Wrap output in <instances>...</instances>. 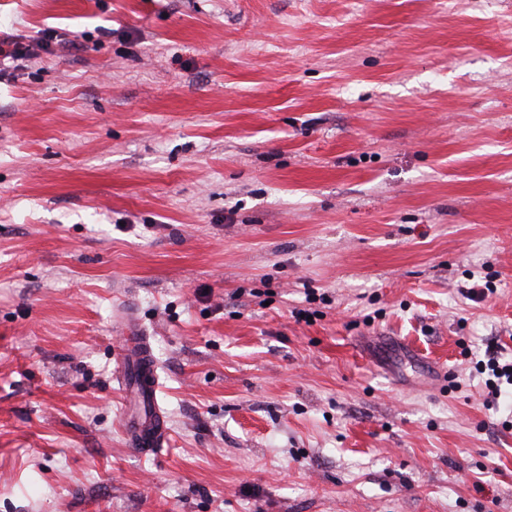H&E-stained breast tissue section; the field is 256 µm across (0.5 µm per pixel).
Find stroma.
<instances>
[{"label":"stroma","mask_w":512,"mask_h":512,"mask_svg":"<svg viewBox=\"0 0 512 512\" xmlns=\"http://www.w3.org/2000/svg\"><path fill=\"white\" fill-rule=\"evenodd\" d=\"M48 33L0 66V512H512V0H0ZM120 358V378L124 382L128 379L129 364L138 362L144 367L146 379L142 387L137 385V392L140 400L144 399L149 402L150 410L140 413L138 420L129 422L127 431L136 451L152 452L154 448H158L166 442L169 434L165 417L155 405L159 385L156 366L151 360L146 342L140 339L135 341L132 346L125 347ZM487 360L480 359L475 362L474 369L479 374L487 373L489 378L486 379L485 385L491 388V392L494 395L501 394L500 385L505 382L510 385V390H512V359L510 361L500 362V358L497 352H488L486 351Z\"/></svg>","instance_id":"obj_1"}]
</instances>
